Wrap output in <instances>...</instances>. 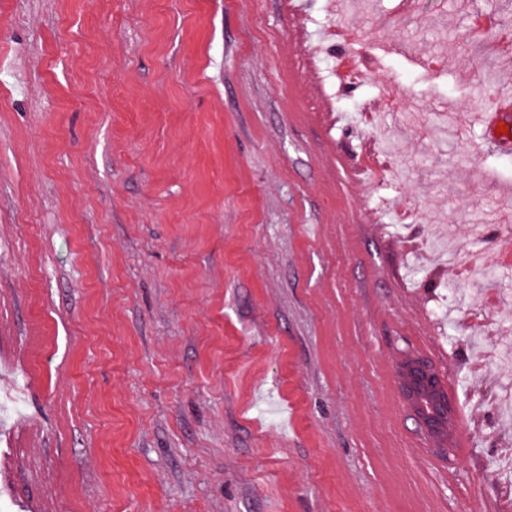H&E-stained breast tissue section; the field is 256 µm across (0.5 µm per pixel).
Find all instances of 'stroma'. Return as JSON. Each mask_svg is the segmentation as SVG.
<instances>
[{"label":"stroma","mask_w":512,"mask_h":512,"mask_svg":"<svg viewBox=\"0 0 512 512\" xmlns=\"http://www.w3.org/2000/svg\"><path fill=\"white\" fill-rule=\"evenodd\" d=\"M509 31L512 0H0V512H512ZM481 114V121L488 133V140L496 150L512 148L511 137V112L512 96L502 94L496 98L493 105L484 109ZM509 127V132L497 134V128ZM406 354L397 368L401 399L413 418L430 436L447 438L454 405L442 377L426 358L414 354L406 357Z\"/></svg>","instance_id":"1"}]
</instances>
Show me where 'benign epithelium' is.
<instances>
[{"label":"benign epithelium","instance_id":"1","mask_svg":"<svg viewBox=\"0 0 512 512\" xmlns=\"http://www.w3.org/2000/svg\"><path fill=\"white\" fill-rule=\"evenodd\" d=\"M397 385L404 405L417 423L432 437L448 436L454 405L441 375L430 362L414 354L402 357Z\"/></svg>","mask_w":512,"mask_h":512}]
</instances>
